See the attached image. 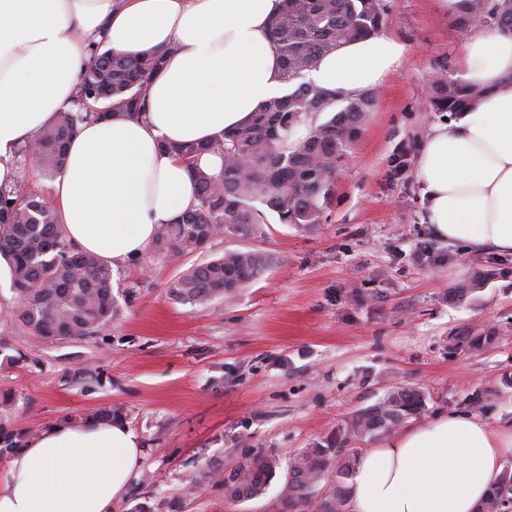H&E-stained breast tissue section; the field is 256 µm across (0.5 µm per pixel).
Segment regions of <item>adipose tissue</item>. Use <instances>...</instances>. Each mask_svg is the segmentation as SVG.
Here are the masks:
<instances>
[{
    "instance_id": "obj_1",
    "label": "adipose tissue",
    "mask_w": 512,
    "mask_h": 512,
    "mask_svg": "<svg viewBox=\"0 0 512 512\" xmlns=\"http://www.w3.org/2000/svg\"><path fill=\"white\" fill-rule=\"evenodd\" d=\"M282 0H0V186H14L17 149L69 105L90 42L168 54L143 89L142 118L92 120L68 146L53 198L68 239L118 266L139 257L162 224L195 201L185 164L165 142H206L282 95L268 22ZM405 47L380 33L350 41L308 71L316 87L355 94L379 84ZM464 77L483 88L453 126H435L418 164L436 237L512 255V33L473 32ZM512 451L498 430L451 413L362 453L349 512H477ZM140 449L121 421L58 423L11 454L0 512H112Z\"/></svg>"
}]
</instances>
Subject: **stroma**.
Returning <instances> with one entry per match:
<instances>
[{
    "mask_svg": "<svg viewBox=\"0 0 512 512\" xmlns=\"http://www.w3.org/2000/svg\"><path fill=\"white\" fill-rule=\"evenodd\" d=\"M384 30L406 47L372 87L374 107L337 171L322 224L303 230L268 214L260 238H219L212 254L260 250L255 281L205 307L169 295L179 274L153 250L113 270L110 327L69 340L20 329L0 265V433L32 439L60 422L118 408L138 438L135 477L112 512H268L264 496L229 506L222 484L189 490L210 463L230 470L262 452L289 459L393 386L424 390L426 412L512 423V256L439 241L417 177L431 129L434 80H461L469 28L438 0H385ZM467 295L454 290L473 280ZM494 332L481 352L462 332Z\"/></svg>",
    "mask_w": 512,
    "mask_h": 512,
    "instance_id": "1",
    "label": "stroma"
}]
</instances>
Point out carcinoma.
Segmentation results:
<instances>
[{"label": "carcinoma", "instance_id": "obj_1", "mask_svg": "<svg viewBox=\"0 0 512 512\" xmlns=\"http://www.w3.org/2000/svg\"><path fill=\"white\" fill-rule=\"evenodd\" d=\"M282 11L269 22L279 51L288 90L257 109L243 126L217 134L205 145L164 143L162 148L188 166L195 185V203L173 222L162 225L155 252L173 264L207 250L219 237L254 238L266 223L252 205L259 197L281 224L309 229L322 223L333 193V177L359 137L372 107L366 93L342 97L303 81L318 59L340 44L378 34L386 15L383 0H283ZM458 21L465 27H498L512 32V0H458ZM91 62L82 74L73 109L61 112L40 130L32 159L40 177L55 179L63 171L67 143L91 118L146 116L142 89L163 68L166 53L115 54L90 49ZM483 89L452 79L435 81L430 107L435 112H464ZM310 121L308 136L288 143L300 121ZM204 154L222 160L211 173L199 164ZM0 257L10 266L18 298L20 327L39 339L66 340L90 335L112 323L117 304L112 293V266L79 250L67 239L54 207L35 189L19 184L0 188ZM265 264L256 249L227 250L221 256L193 263L181 271L169 290L183 303L205 306L254 280ZM497 337L460 336L470 351L481 352ZM427 396L419 388L394 387L379 402L360 410L327 437L294 455L283 485L271 504L284 512H345L358 449L355 438L388 437L407 419L426 411ZM279 461L255 453L224 473L205 465L196 481L218 476L224 499L241 503L265 494ZM334 486L322 491L327 473ZM480 508L512 510V469L505 468Z\"/></svg>", "mask_w": 512, "mask_h": 512}]
</instances>
